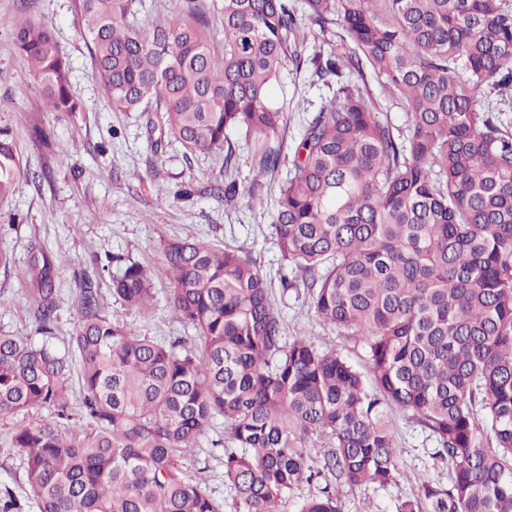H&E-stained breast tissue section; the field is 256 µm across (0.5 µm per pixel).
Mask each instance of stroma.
<instances>
[{"label":"stroma","mask_w":512,"mask_h":512,"mask_svg":"<svg viewBox=\"0 0 512 512\" xmlns=\"http://www.w3.org/2000/svg\"><path fill=\"white\" fill-rule=\"evenodd\" d=\"M26 22L52 24L70 63V91L80 111L53 112L45 107L14 42L15 28ZM303 35L302 67L284 66L274 87L275 95L288 101L287 124L280 132L287 151L301 139L306 123L329 94L310 60L340 43L336 31L323 33L315 26L304 29ZM0 128L11 131L22 160L13 194L0 200V251L20 266L35 241L60 258L57 345L65 344L77 323L76 284L85 274L98 280L103 310L112 320L150 337L191 335V328L176 318L165 300H158L148 315L115 302L107 259L123 253L156 270L161 240L196 237L251 252L270 285L272 304L284 320L287 336L306 332L320 349L339 352L363 366L361 343L316 319L303 289L287 291L280 284L284 269L272 223L278 185L288 173V163L263 179L254 201L226 206L216 189L229 176L250 186L259 167L257 147L241 146L238 133L227 131L228 140L237 146L235 169L228 176L222 154L185 156L181 144L170 136L153 145L138 113L112 111L103 97L80 36L74 0H0ZM1 331L29 337L36 344L43 340L27 310L22 281L16 273L0 269ZM51 414L43 407L0 416V486L11 488L22 512H36V506L22 457L8 437L17 426ZM389 419L400 453L396 481L383 488H343L342 512H397L398 504L417 494L422 483L447 485L448 466L438 461L435 442L427 439L409 413L394 410ZM226 443L222 422H215L201 436L185 473L204 482L224 512H237L224 486Z\"/></svg>","instance_id":"35a3bbf8"}]
</instances>
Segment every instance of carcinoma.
I'll return each instance as SVG.
<instances>
[{
  "mask_svg": "<svg viewBox=\"0 0 512 512\" xmlns=\"http://www.w3.org/2000/svg\"><path fill=\"white\" fill-rule=\"evenodd\" d=\"M141 0H76L82 36L112 110L138 112L148 136L185 155L236 156L226 131L261 147L251 188L279 168L286 63L296 31L339 26L345 47L311 58L335 84L308 123L281 184L273 221L281 256L325 324L363 344L365 367L285 336L251 253L209 240L160 247L166 302L199 344L139 334L103 314L100 284L77 283L78 323L64 351L0 333V414L53 409L12 430L38 512H221L186 457L224 420V485L240 512H281L302 484H323L297 512H341L336 483L385 487L399 474L387 411L411 414L451 469L398 512H512V132L486 90H512L508 0H212L224 47L195 0L173 21L138 20ZM18 51L55 112H77L67 57L47 23L14 31ZM376 80L409 113H380ZM21 172L0 129V199ZM112 296L153 311L154 278L112 255ZM57 259L32 244L19 276L37 330L53 333ZM77 371L91 428L67 427ZM331 449L310 463L313 435ZM366 82L370 95L379 112L387 114L390 123L397 128H404L409 120L408 112L393 98L391 93L374 79L370 72L366 71Z\"/></svg>",
  "mask_w": 512,
  "mask_h": 512,
  "instance_id": "1",
  "label": "carcinoma"
}]
</instances>
